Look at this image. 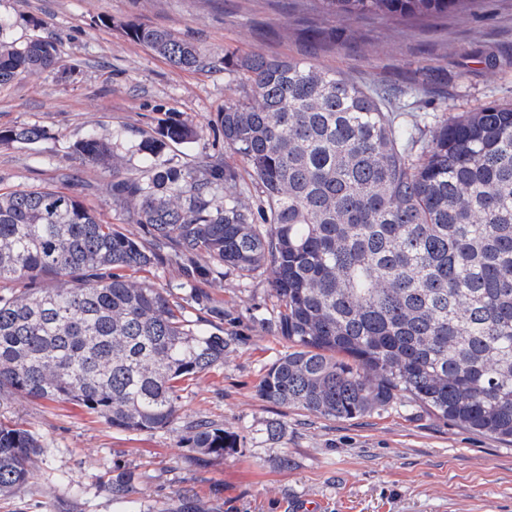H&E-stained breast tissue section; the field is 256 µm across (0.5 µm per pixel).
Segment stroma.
<instances>
[{"mask_svg":"<svg viewBox=\"0 0 512 512\" xmlns=\"http://www.w3.org/2000/svg\"><path fill=\"white\" fill-rule=\"evenodd\" d=\"M18 41H55L58 65L0 85V131L37 124L35 144L0 142V189L57 182L67 165L70 191L100 218L140 235L111 205L110 173L66 160L69 145L94 129L117 135L120 164H143L135 149L167 117L180 113L202 135L168 155L191 164L218 154L252 189L240 159L211 120L239 98L244 82L224 69L225 52L294 57L384 90L406 106L403 122L512 103V0H476L448 15L331 16L319 0H0ZM177 32L205 59L174 67L130 40L128 22ZM200 288L223 304L236 341L224 364L181 392L172 428H112L83 407L7 399L0 414L19 419L51 449L26 489L0 499V512H118L110 482L135 477L134 496L149 512H181L191 497L203 512H512V443L428 414L398 399L351 420H328L261 400L257 386L286 350L253 317L272 304L267 276L211 278ZM200 420L239 436L237 448L208 457L191 448ZM279 423L282 436L267 439ZM67 474L82 487L73 495Z\"/></svg>","mask_w":512,"mask_h":512,"instance_id":"35a3bbf8","label":"stroma"}]
</instances>
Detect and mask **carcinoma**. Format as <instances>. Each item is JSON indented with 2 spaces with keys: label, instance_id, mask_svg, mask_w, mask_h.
Returning a JSON list of instances; mask_svg holds the SVG:
<instances>
[{
  "label": "carcinoma",
  "instance_id": "carcinoma-1",
  "mask_svg": "<svg viewBox=\"0 0 512 512\" xmlns=\"http://www.w3.org/2000/svg\"><path fill=\"white\" fill-rule=\"evenodd\" d=\"M327 13L446 15L459 0H322ZM0 15V85L58 64L54 41L16 42ZM124 33L174 66L203 63L176 33ZM248 90L214 123L249 169L260 203L220 157L164 156L200 131L170 113L124 176L118 142L95 131L67 156L112 173V204L138 238L58 187L0 192V396L72 402L121 430L179 419L180 383L224 364L236 333L197 288L265 271L273 304L256 319L287 350L261 400L349 420L399 397L444 420L512 442V103L430 124L397 122L379 92L293 58L224 55ZM39 125L0 131L34 144ZM179 269L156 287L127 269ZM206 456L235 435L199 424ZM45 453L22 422L0 417V494L28 487ZM132 475L112 478L121 512H142Z\"/></svg>",
  "mask_w": 512,
  "mask_h": 512
}]
</instances>
